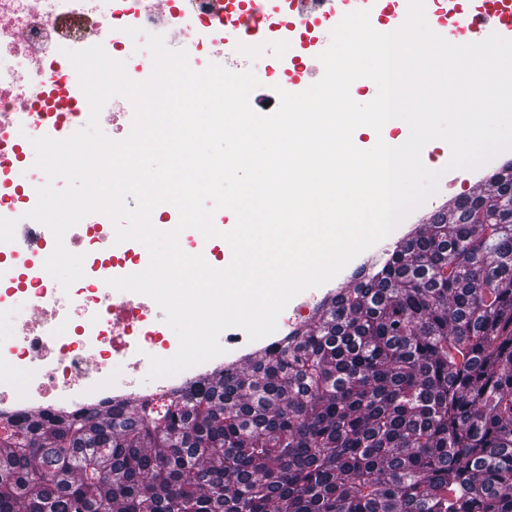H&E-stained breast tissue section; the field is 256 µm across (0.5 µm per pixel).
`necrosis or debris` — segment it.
<instances>
[{
	"label": "necrosis or debris",
	"instance_id": "necrosis-or-debris-1",
	"mask_svg": "<svg viewBox=\"0 0 512 512\" xmlns=\"http://www.w3.org/2000/svg\"><path fill=\"white\" fill-rule=\"evenodd\" d=\"M293 15L277 0H0V217L25 214L37 202L22 186L25 167L35 161L32 139L55 129L76 131L89 119L87 98L64 49L102 45L108 56L125 62L130 78L142 81L140 53L125 33L140 28L186 51L193 69L213 62L234 72L254 70L258 104L274 108L276 87L290 85L275 75L295 72L296 61L271 65L261 57H232L229 50L237 37L272 44L289 33L307 55L335 25L334 15L318 8L303 25ZM19 113L30 127L25 142L13 127ZM70 242L85 256V275L72 285L65 311L56 305L58 282L46 271L33 272L22 290L27 312L15 314L12 328L0 332L1 412L35 405L65 410L112 400L106 384L112 371L120 368L140 380L141 353L170 348L177 340L156 320L151 304L105 288V274L125 268L130 251L128 243H116L109 218L85 217ZM20 371L29 382L23 393L10 380Z\"/></svg>",
	"mask_w": 512,
	"mask_h": 512
}]
</instances>
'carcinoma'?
I'll return each instance as SVG.
<instances>
[{"label": "carcinoma", "mask_w": 512, "mask_h": 512, "mask_svg": "<svg viewBox=\"0 0 512 512\" xmlns=\"http://www.w3.org/2000/svg\"><path fill=\"white\" fill-rule=\"evenodd\" d=\"M156 405L19 411L0 512H512V162ZM380 243L378 242L376 245H374L372 248L362 252L358 256H356L332 281L325 284L320 288V291L315 294L314 296L305 295L304 292L297 295L295 298H293L290 303L287 305L285 310L281 313L278 319V327L275 333L272 335L265 337L263 339L257 340V344L255 345L254 349L248 352H243L239 354H234L230 356H226V362L228 361H237L244 358L245 355L252 353L260 348H262V342L265 340H274L277 336H283L286 331L282 329L281 321L284 317L288 316H294V314L302 307L307 306V308H303L302 312L303 314L308 313V309L310 310V315L303 320L304 322H311V318L313 316V308L317 302L322 300L324 297H326L328 294L333 293L338 288H345L349 283L353 281V274L354 272L365 262L368 260V258L374 253L380 254L381 251H377V246ZM372 263H364L363 266H366L367 268L371 266ZM301 323V324H302Z\"/></svg>", "instance_id": "1"}]
</instances>
